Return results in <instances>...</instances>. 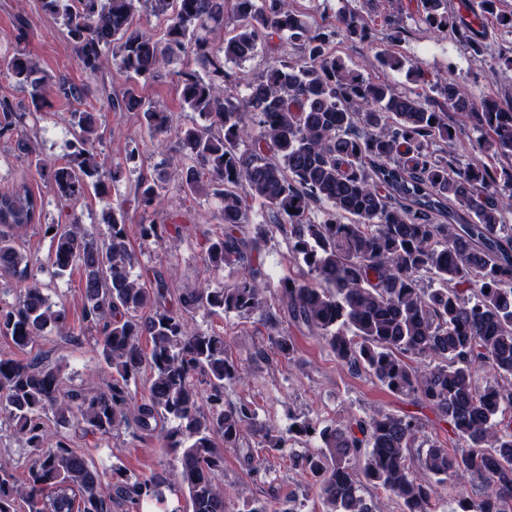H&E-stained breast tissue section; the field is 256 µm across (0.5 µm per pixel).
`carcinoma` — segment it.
<instances>
[{
	"instance_id": "1",
	"label": "carcinoma",
	"mask_w": 512,
	"mask_h": 512,
	"mask_svg": "<svg viewBox=\"0 0 512 512\" xmlns=\"http://www.w3.org/2000/svg\"><path fill=\"white\" fill-rule=\"evenodd\" d=\"M44 12L62 20L88 78L102 77L104 49L132 81L120 96H106L112 111L138 112L152 137L175 132L187 160L180 189L220 198L224 232L200 243L207 267L227 270L222 288L170 293L132 277L125 201L103 215L99 242L76 222L42 223V202L22 184L0 194V276L21 285L17 301L0 302V336L13 347L35 346L49 327L67 329L66 310L30 280V264L10 234L37 224L50 240V263L64 274L78 266L85 281V320L95 325L104 371L112 377L99 393L67 388L60 368L24 362L0 351V425L21 435L32 460L26 482L15 463L0 458V512H112L123 505L140 512L162 497L166 479L140 476L112 465V482L64 438H47L45 419L58 426L84 425L106 435L125 427L135 438L162 435L174 456L178 487L191 512H227L224 451L236 452L256 483L267 468L249 436L269 453L306 438L316 448L293 451L321 504V512H379L365 496L381 488L399 512H434L443 487L468 474L481 481L457 512H512V107L486 97L473 100L443 75L429 77L397 50L407 35L401 0H386L387 45L375 43V20L352 8L336 26L311 24L292 0H42ZM415 16L428 30L452 35L470 54L487 44L475 29L490 17L512 34V9L504 0H471L468 16L448 10V0H418ZM164 17L160 38L133 27L135 4ZM236 22L215 44L210 28ZM367 46L383 70L405 73L408 86L364 77L335 55L336 31ZM284 43L296 59L281 57L235 94L227 61H247ZM192 55L205 73H177L182 108L206 124L173 127L171 113L140 95L139 84L158 76L174 57ZM28 104L0 97V138L19 152L72 205L89 191L108 195L123 168L106 166L96 148L98 117L70 112L75 128L69 161L58 165L33 152L24 133L50 98L71 102L73 88L55 82L29 54L5 59ZM469 120L481 137L474 153L493 160L456 163L460 130L450 114ZM442 142L439 154L433 145ZM267 207L269 223L246 230L249 202ZM165 200L161 180L138 178L133 201L146 209ZM325 205L319 216L314 208ZM288 233L289 257L301 268L282 278L276 299L291 322L319 336L336 360L366 374L388 392L432 409L448 425V441L416 447L420 422L413 415L376 413L343 427L305 416L278 430L258 419L254 401L226 400L246 367L233 358L224 334L188 329L183 314L235 312L260 315L269 355L292 361L294 337L278 331L263 296L266 274L253 254L272 229ZM140 236L164 241L180 230L141 224ZM150 310L142 318L140 313ZM148 337V343L142 337ZM421 358L434 365L417 366ZM150 373L148 396L132 386ZM208 386L199 400L197 382ZM171 420L176 426L162 429ZM239 512H297L295 498L245 497Z\"/></svg>"
}]
</instances>
